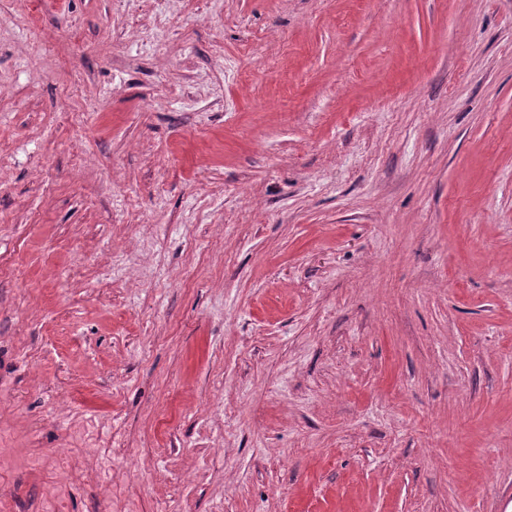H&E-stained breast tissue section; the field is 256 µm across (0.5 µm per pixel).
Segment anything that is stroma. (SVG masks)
Returning <instances> with one entry per match:
<instances>
[{
	"mask_svg": "<svg viewBox=\"0 0 512 512\" xmlns=\"http://www.w3.org/2000/svg\"><path fill=\"white\" fill-rule=\"evenodd\" d=\"M32 7L0 512H507L512 0Z\"/></svg>",
	"mask_w": 512,
	"mask_h": 512,
	"instance_id": "35a3bbf8",
	"label": "stroma"
}]
</instances>
